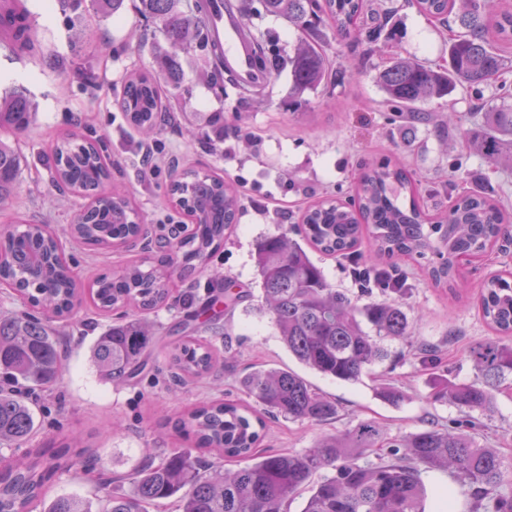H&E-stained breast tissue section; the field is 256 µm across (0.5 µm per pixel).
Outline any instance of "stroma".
Returning a JSON list of instances; mask_svg holds the SVG:
<instances>
[{"mask_svg":"<svg viewBox=\"0 0 512 512\" xmlns=\"http://www.w3.org/2000/svg\"><path fill=\"white\" fill-rule=\"evenodd\" d=\"M388 23L376 42L337 35L329 24L317 34L329 60H342L343 84L318 88L302 99L289 97L288 58L300 40L287 21L271 15L264 0H248V22L265 47L277 56L278 69L269 71L256 92L236 84H214L205 77L211 56L195 48L181 56L178 82L162 76L158 56L169 46L154 19L127 0L116 15L88 10L81 26L86 39L75 36L55 0H28L43 56L14 55L0 43V92L22 88L36 105V115L21 133H6L26 164L10 204L0 210V226L9 216L50 225L64 235L88 198L54 191L48 156L61 135L77 131L100 140L110 171V186L121 189L145 226L138 240L100 248L66 240V264L81 285L104 273L137 261L154 266L168 254L170 229L189 218L172 204L170 185L183 170L194 169L223 177L237 187L243 203L234 233L212 255L207 269L174 277L167 305L148 319L159 342L143 371L126 382L102 379L90 359L95 336L109 328L113 314L97 311L89 302L77 306L70 324L61 326L62 376L51 388L33 396L36 429L28 447L0 443V460H14L27 448L50 449L62 437L79 436L90 448V469L59 470L46 481V500L78 494L101 512L106 492L98 476H123V490L144 461L146 451L163 456L174 448L191 449L193 438L179 433L174 421L200 403L233 399L248 403L238 385L244 368L253 364L290 369L335 401L338 417L319 425L285 418L267 423L260 444L267 452L301 453L326 434L375 424L387 437L434 425L448 426L463 415L451 405L433 402L435 388L448 381L469 382L476 371L470 348L492 331L478 311V294L485 280L512 270V245L497 246L482 258L457 265V277L467 291L454 294L434 285L428 270L436 257L408 258L398 267L410 291L403 309L415 340L439 342L433 362L407 354L390 343L397 356L373 367L356 384L322 376L300 364L285 349L268 314L261 312V290L255 266L257 240L286 235L299 238L303 211L325 198L348 199L354 194L359 167L391 159L419 178V193L430 213L447 209L459 192L480 188L512 211V169L494 168L468 142L478 127L481 105L502 102L512 93V73L504 85H480L459 91L454 103L432 100L419 104L423 121L407 124L381 107L378 72L398 56L431 66L448 62V31L420 13L412 0H386ZM156 76L170 121L152 137H144L125 118L118 93L130 71ZM156 148L154 167L144 172L140 150ZM234 284L240 299L225 310L203 315L219 290L212 272ZM194 327V336L216 352L231 349L236 359L216 372L189 383L175 384L167 358L176 328ZM401 394L392 405L376 394L381 385ZM495 414L480 441L495 448L512 464V383L496 395Z\"/></svg>","mask_w":512,"mask_h":512,"instance_id":"1","label":"stroma"}]
</instances>
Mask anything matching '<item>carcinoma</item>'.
Segmentation results:
<instances>
[{"mask_svg": "<svg viewBox=\"0 0 512 512\" xmlns=\"http://www.w3.org/2000/svg\"><path fill=\"white\" fill-rule=\"evenodd\" d=\"M72 21L82 20L92 6L106 15L118 13L125 0H57ZM181 0H139L141 11L161 24L170 51L161 69L170 80L179 72V57L197 44H211L212 66L207 77L224 80L223 50L209 41L206 0L187 13ZM268 12L285 19L307 36L291 67L292 92L300 95L319 86L335 87L344 71L333 68L317 40H308L324 15L336 32L355 26L368 42L378 39L390 14L374 0H265ZM421 13L457 27L448 41V67L436 69L401 58L379 72L377 83L386 106L416 119L417 105L451 96L458 89L488 85L512 66V11L490 17L493 0H416ZM26 0H13L4 28L5 41L17 55H35L41 49L36 32L27 24ZM127 120L146 133L160 126L163 112L157 80L130 72L120 95ZM33 103L26 92L0 94V130L25 131L32 120ZM473 148L492 165L512 164V105H491L483 113L481 129L472 136ZM54 186L80 194L109 177L99 143L73 132L51 150ZM23 158L0 139V206L12 198L21 176ZM194 220L191 232L171 230L172 261L148 269L132 263L120 273L96 281L91 299L100 311L133 306L148 313L166 304L169 283L177 270L192 271L207 265L224 244L241 209L239 193L223 179L186 170L172 186ZM90 206L96 222L70 226L71 239L94 246L126 243L143 235V225L131 219L126 202L109 196L94 197ZM372 228L375 256L389 259L436 252L439 265L430 271L436 285L454 282L458 258L483 252L500 239L512 236V217L500 203L479 191H463L451 198L448 212L437 217L420 202L417 186L398 165H373L360 175L357 204L333 199L308 208L299 232L329 255L354 253L365 227ZM64 247L46 224H12L0 241V283L7 284L31 306L41 309L45 321L29 314L0 317V374L22 380L34 389L53 386L61 377L59 340L54 324L71 315L80 302L78 283L63 258ZM256 268L264 306L282 342L300 363L321 374L348 383L360 381L364 370L384 361L387 342L413 345L410 324L403 310L404 287L381 290L358 306L325 279L301 244L285 235L269 236L256 245ZM479 309L494 335L469 350L478 376L468 383L448 382L433 393V400L448 403L470 415L490 417L494 392L512 376V283L500 276L489 280L479 297ZM157 343L155 331L141 316L112 325L96 337L90 353L100 374L130 380L145 367ZM168 356L175 381L183 384L215 370L217 355L187 334L173 343ZM241 388L257 407L235 400L198 405L177 417L175 427L193 437L202 448L217 452L211 460L174 449L160 462L146 460L134 474L128 493L109 494L102 512H149L170 498L180 512H285L291 496L303 489L309 495L301 512H426V489L421 471H452L471 495L482 499L494 488L512 485V466H505L495 448L460 429L431 427L399 440L384 437L368 423L324 437L303 453H263L257 450L267 420L284 417L326 423L338 408L298 374L253 366L239 379ZM35 430L34 413L23 399L0 390V441L25 442ZM405 449L399 454V449ZM80 440L59 443L51 453L37 448L15 462L0 466V512H24L42 494L46 475L59 469L83 468ZM368 452L376 464H362ZM246 465L224 470V460ZM328 473L316 477L322 470ZM45 512H91L78 495L53 499Z\"/></svg>", "mask_w": 512, "mask_h": 512, "instance_id": "cac0c4a2", "label": "carcinoma"}]
</instances>
